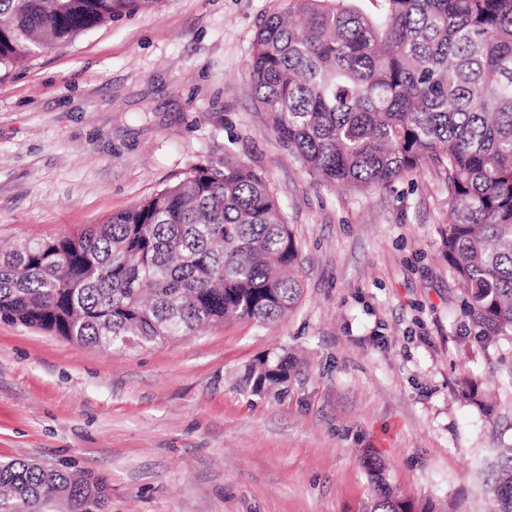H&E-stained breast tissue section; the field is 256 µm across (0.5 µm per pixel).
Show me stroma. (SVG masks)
Masks as SVG:
<instances>
[{
  "label": "stroma",
  "instance_id": "35a3bbf8",
  "mask_svg": "<svg viewBox=\"0 0 512 512\" xmlns=\"http://www.w3.org/2000/svg\"><path fill=\"white\" fill-rule=\"evenodd\" d=\"M293 0H143L0 71V244L68 235L233 155L280 193L301 251L283 320L122 352L0 320V461L104 478L112 512H361L365 450L404 498L486 512L512 443V338L482 343L439 249L442 169L319 181L255 100V36ZM295 362L282 396L243 382ZM469 385L483 395L473 403ZM288 380V357L279 355L258 359L250 364L244 376L245 386L255 395H278Z\"/></svg>",
  "mask_w": 512,
  "mask_h": 512
}]
</instances>
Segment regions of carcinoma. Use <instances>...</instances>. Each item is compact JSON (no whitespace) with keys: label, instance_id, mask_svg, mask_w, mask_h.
Returning a JSON list of instances; mask_svg holds the SVG:
<instances>
[{"label":"carcinoma","instance_id":"cac0c4a2","mask_svg":"<svg viewBox=\"0 0 512 512\" xmlns=\"http://www.w3.org/2000/svg\"><path fill=\"white\" fill-rule=\"evenodd\" d=\"M300 23L259 29L248 78L278 138L319 180L386 188L444 170L451 274L480 338L512 337V0H296ZM139 0H0V68L52 49ZM300 251L280 197L229 155L100 224L29 240L0 256V319L112 351L204 326L280 321L298 304ZM288 358L250 364L245 386L278 394ZM363 512H437L394 495L382 460ZM512 512V444L485 481ZM0 512H112L106 482L26 460L0 462Z\"/></svg>","mask_w":512,"mask_h":512}]
</instances>
